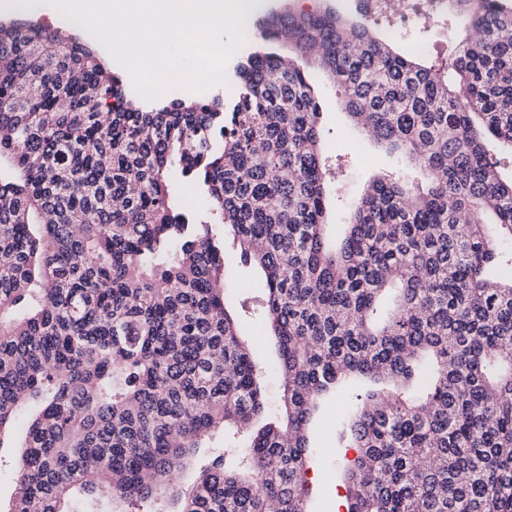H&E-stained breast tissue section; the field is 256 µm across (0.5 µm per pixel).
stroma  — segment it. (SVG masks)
I'll list each match as a JSON object with an SVG mask.
<instances>
[{
    "instance_id": "1",
    "label": "stroma",
    "mask_w": 512,
    "mask_h": 512,
    "mask_svg": "<svg viewBox=\"0 0 512 512\" xmlns=\"http://www.w3.org/2000/svg\"><path fill=\"white\" fill-rule=\"evenodd\" d=\"M285 4L298 14L329 6L349 20L368 19L374 33L389 38L397 53L447 71L452 68L454 43L467 34L463 18L456 13L440 16L433 22L424 19L423 14L429 9L428 0H399L393 12L372 18L365 16L356 0H260L256 13L262 16ZM303 67L321 106L322 140L328 153L337 159L332 191L344 200L358 198L375 177L394 170L396 160L364 131L353 129L337 88L327 74L311 60L305 61ZM261 278L262 273L257 268H234L231 304L233 308L244 306L252 312L250 333L262 339L258 362L266 369L263 388L268 408L273 411L280 399L281 377L271 369L277 355L275 341L263 316L255 311L259 294L257 284ZM347 402L344 393H337L322 405L312 425L313 451L307 474L308 512H336V500L345 494L346 470L356 451L339 447L336 427L338 414Z\"/></svg>"
}]
</instances>
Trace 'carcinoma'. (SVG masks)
Masks as SVG:
<instances>
[{
  "instance_id": "obj_1",
  "label": "carcinoma",
  "mask_w": 512,
  "mask_h": 512,
  "mask_svg": "<svg viewBox=\"0 0 512 512\" xmlns=\"http://www.w3.org/2000/svg\"><path fill=\"white\" fill-rule=\"evenodd\" d=\"M455 82L364 21L285 8L237 67L232 109L133 106L87 41L0 22V448L27 417L10 512H165L168 477L216 430L242 448L193 471L177 512H306L307 430L352 376L348 512H512V3L457 0ZM286 43L296 58L266 49ZM313 57L399 171L325 234L329 171ZM201 181L213 224L174 211ZM263 272L277 415L261 339L226 307V247Z\"/></svg>"
}]
</instances>
